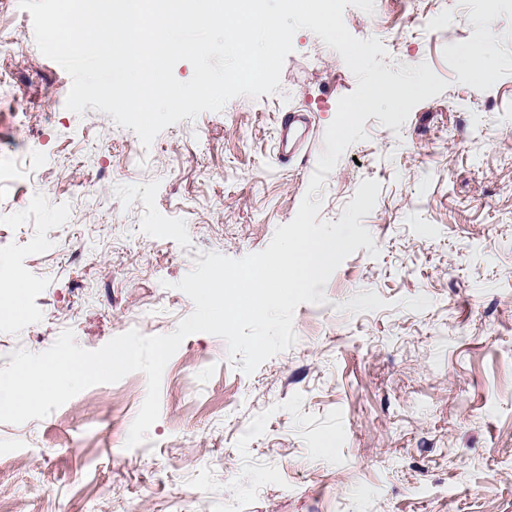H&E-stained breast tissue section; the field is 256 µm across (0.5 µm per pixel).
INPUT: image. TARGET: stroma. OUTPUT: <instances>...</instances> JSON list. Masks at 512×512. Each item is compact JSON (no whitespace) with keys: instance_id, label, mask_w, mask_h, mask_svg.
Returning a JSON list of instances; mask_svg holds the SVG:
<instances>
[{"instance_id":"stroma-1","label":"stroma","mask_w":512,"mask_h":512,"mask_svg":"<svg viewBox=\"0 0 512 512\" xmlns=\"http://www.w3.org/2000/svg\"><path fill=\"white\" fill-rule=\"evenodd\" d=\"M391 72L448 81L406 123H364L321 187L339 222L362 180L373 248L347 257L322 305H299L297 342L245 375L225 341L187 337L162 377L146 443L126 449L146 397L133 372L52 414L0 423V512H512V0H375L346 7ZM490 43L492 75L464 54ZM278 93L183 119L143 149L111 115L65 107L69 74L32 18L0 0V367L72 329L88 350L135 329L167 334L193 311L175 287L199 252L239 259L290 222L337 102L356 87L339 53L296 32ZM311 143L277 158L285 112ZM378 257H371V249Z\"/></svg>"}]
</instances>
